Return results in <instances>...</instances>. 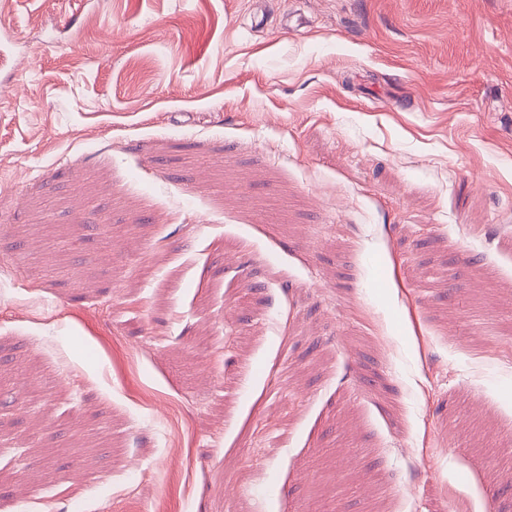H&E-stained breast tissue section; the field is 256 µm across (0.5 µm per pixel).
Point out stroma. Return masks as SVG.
I'll use <instances>...</instances> for the list:
<instances>
[{
    "mask_svg": "<svg viewBox=\"0 0 512 512\" xmlns=\"http://www.w3.org/2000/svg\"><path fill=\"white\" fill-rule=\"evenodd\" d=\"M507 420L512 0L0 12V512H512Z\"/></svg>",
    "mask_w": 512,
    "mask_h": 512,
    "instance_id": "stroma-1",
    "label": "stroma"
}]
</instances>
